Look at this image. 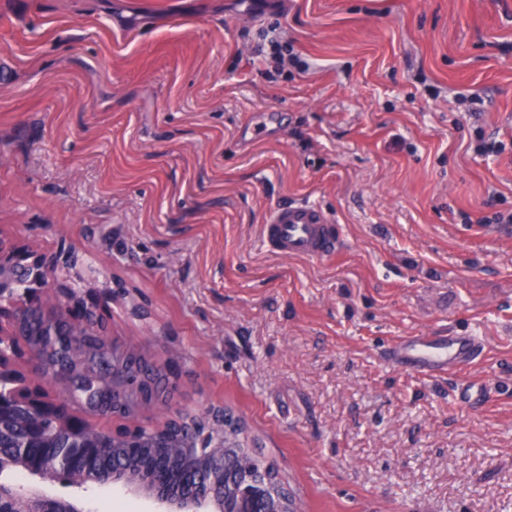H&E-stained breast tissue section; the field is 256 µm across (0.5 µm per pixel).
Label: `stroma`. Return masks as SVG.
<instances>
[{"instance_id":"stroma-1","label":"stroma","mask_w":512,"mask_h":512,"mask_svg":"<svg viewBox=\"0 0 512 512\" xmlns=\"http://www.w3.org/2000/svg\"><path fill=\"white\" fill-rule=\"evenodd\" d=\"M296 64L278 66L270 46ZM270 138L239 144L242 125ZM495 143L481 155L478 141ZM310 201L343 248L280 256ZM512 0H0V236L72 246L158 401L242 414L304 512H512ZM469 330L425 380L402 336ZM486 385L459 403L457 380ZM262 241L271 251L285 257L322 259L337 253V227L315 203L295 202L279 206L267 224Z\"/></svg>"}]
</instances>
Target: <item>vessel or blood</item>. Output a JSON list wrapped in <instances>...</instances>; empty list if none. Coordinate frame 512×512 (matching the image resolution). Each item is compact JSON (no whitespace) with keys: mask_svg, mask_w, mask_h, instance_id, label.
<instances>
[{"mask_svg":"<svg viewBox=\"0 0 512 512\" xmlns=\"http://www.w3.org/2000/svg\"><path fill=\"white\" fill-rule=\"evenodd\" d=\"M262 241L279 255L309 259L332 256L340 247L335 224L318 205L308 201L276 208L263 228ZM478 353L475 336L461 330L445 336L409 337L388 348L384 359L391 365L431 375L450 364L474 360Z\"/></svg>","mask_w":512,"mask_h":512,"instance_id":"b4317fda","label":"vessel or blood"}]
</instances>
